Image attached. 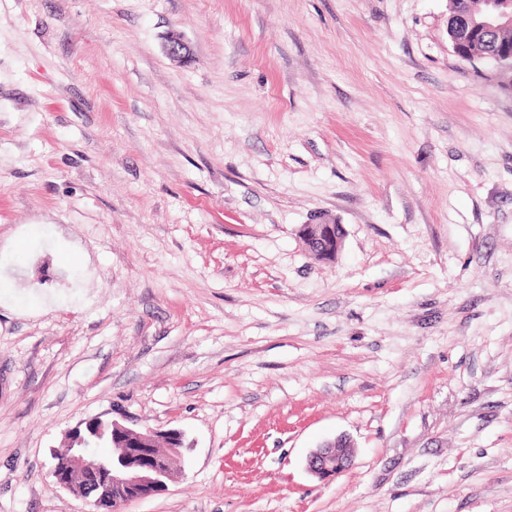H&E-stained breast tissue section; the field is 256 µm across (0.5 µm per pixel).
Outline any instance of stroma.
<instances>
[{"instance_id":"1","label":"stroma","mask_w":512,"mask_h":512,"mask_svg":"<svg viewBox=\"0 0 512 512\" xmlns=\"http://www.w3.org/2000/svg\"><path fill=\"white\" fill-rule=\"evenodd\" d=\"M2 278L0 512H88L98 416L188 444L123 512H512V72L448 0H0ZM163 49L169 58L177 62L189 63L192 60L190 46L177 31L172 30L166 34ZM300 233L307 249L321 260H329V256L335 258L345 238V233L336 237V221L324 217L304 224ZM354 444L344 435L325 441L312 451L307 459V469L322 480L330 479L351 466Z\"/></svg>"}]
</instances>
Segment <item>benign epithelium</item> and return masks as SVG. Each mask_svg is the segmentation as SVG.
I'll use <instances>...</instances> for the list:
<instances>
[{
  "mask_svg": "<svg viewBox=\"0 0 512 512\" xmlns=\"http://www.w3.org/2000/svg\"><path fill=\"white\" fill-rule=\"evenodd\" d=\"M512 28V0H486V10L479 17H471L456 28L452 49L464 57L472 41L488 31ZM166 55L182 63L192 60V51L181 33L170 31L164 38ZM301 236L307 249L318 259L334 257L344 238L336 236V221L320 217L303 225ZM112 439L124 448L117 458H104L85 446L81 437L70 433L66 451L69 475L56 476L58 483L72 495L85 501L97 497L96 503H109L111 494L124 495L125 502L159 494L176 481L179 472L171 461L181 455L183 434L175 429L144 431L111 422ZM354 444L341 435L322 443L307 459V469L322 480L330 479L351 466Z\"/></svg>",
  "mask_w": 512,
  "mask_h": 512,
  "instance_id": "obj_1",
  "label": "benign epithelium"
}]
</instances>
